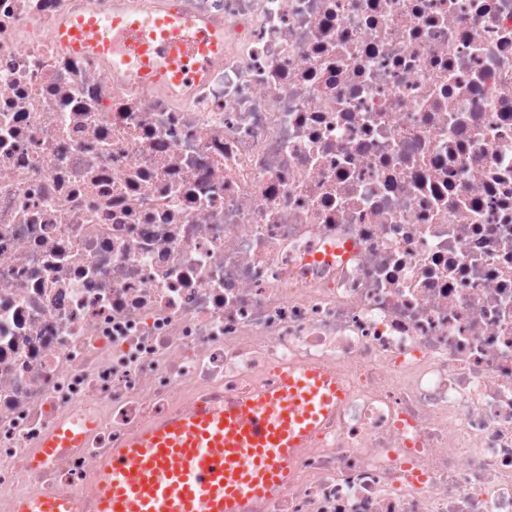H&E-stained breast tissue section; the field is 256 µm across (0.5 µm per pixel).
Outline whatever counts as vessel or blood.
<instances>
[{"label": "vessel or blood", "instance_id": "1", "mask_svg": "<svg viewBox=\"0 0 512 512\" xmlns=\"http://www.w3.org/2000/svg\"><path fill=\"white\" fill-rule=\"evenodd\" d=\"M54 37L64 48L107 56L115 73L171 86L196 81L221 43L217 29L179 12L122 13L102 24L86 10ZM340 398L335 379L303 368L289 370L270 393L203 401L112 449L92 481L93 512H255L290 480L297 449L323 429ZM78 437L57 427L42 445L44 458ZM72 509L66 498L16 505V512Z\"/></svg>", "mask_w": 512, "mask_h": 512}]
</instances>
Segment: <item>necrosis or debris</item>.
<instances>
[{"label":"necrosis or debris","instance_id":"necrosis-or-debris-1","mask_svg":"<svg viewBox=\"0 0 512 512\" xmlns=\"http://www.w3.org/2000/svg\"><path fill=\"white\" fill-rule=\"evenodd\" d=\"M87 8L224 51L119 80ZM291 368L343 400L256 512H512V0H0V512ZM81 433L75 432L68 426H59L43 443L42 454L46 460H51L57 454L58 448H69L73 441L81 438Z\"/></svg>","mask_w":512,"mask_h":512}]
</instances>
